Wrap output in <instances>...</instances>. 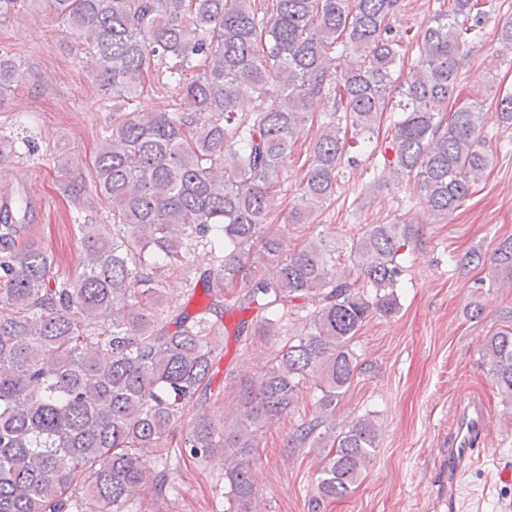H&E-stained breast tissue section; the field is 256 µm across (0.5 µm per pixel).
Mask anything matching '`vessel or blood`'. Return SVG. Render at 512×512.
Instances as JSON below:
<instances>
[{"instance_id":"b4317fda","label":"vessel or blood","mask_w":512,"mask_h":512,"mask_svg":"<svg viewBox=\"0 0 512 512\" xmlns=\"http://www.w3.org/2000/svg\"><path fill=\"white\" fill-rule=\"evenodd\" d=\"M489 436L486 405L482 397L469 395L459 400L454 410V428L448 439V459L445 472L449 484L481 454Z\"/></svg>"}]
</instances>
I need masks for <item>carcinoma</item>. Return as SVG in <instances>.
Returning a JSON list of instances; mask_svg holds the SVG:
<instances>
[{
	"instance_id": "obj_1",
	"label": "carcinoma",
	"mask_w": 512,
	"mask_h": 512,
	"mask_svg": "<svg viewBox=\"0 0 512 512\" xmlns=\"http://www.w3.org/2000/svg\"><path fill=\"white\" fill-rule=\"evenodd\" d=\"M401 0H50L54 14L100 67L112 125L92 162L112 223L81 224L82 271L59 279L54 260L11 212L0 216V512H141L169 483L168 460L224 466L227 512H256L249 455L264 423L288 413L306 384L315 415L289 435L321 449L312 501L348 496L373 461L379 427L368 411L336 426V408L361 372L352 348L376 315L399 308L403 221L368 224L352 243L351 269L336 276V246L290 248L268 230L276 192L314 99L334 94L333 120L316 138L302 194L286 223L310 224L336 191L345 142L340 122L364 140L382 113H400L376 149L389 173L414 181L423 204L446 218L491 160L483 106L448 111L468 44L486 15L481 0H438L431 24L411 38L404 70L390 18ZM181 69L163 71L166 58ZM196 75L186 78L185 73ZM24 65L0 54V98L25 83ZM167 80L177 97L156 112L129 102ZM256 93L237 109L241 85ZM512 126V93L497 99ZM70 175L86 165L56 157ZM215 264L199 276L208 305L173 314L164 280L182 270L193 241ZM460 266H488L484 286L512 288V237L491 257L467 250ZM235 297L262 336L288 331L271 364L239 381L233 425L213 398L222 351L213 338L224 300ZM482 357L512 425V327L485 338ZM180 441L172 443L173 435ZM156 449L155 461L140 455Z\"/></svg>"
}]
</instances>
